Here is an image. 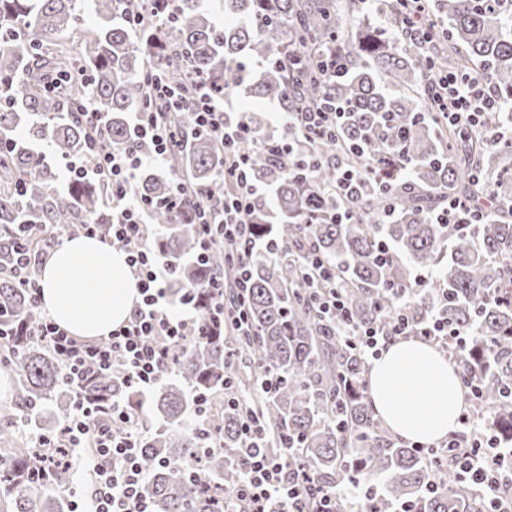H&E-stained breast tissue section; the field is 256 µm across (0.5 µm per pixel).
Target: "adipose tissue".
<instances>
[{"instance_id":"1","label":"adipose tissue","mask_w":512,"mask_h":512,"mask_svg":"<svg viewBox=\"0 0 512 512\" xmlns=\"http://www.w3.org/2000/svg\"><path fill=\"white\" fill-rule=\"evenodd\" d=\"M42 304L70 335L94 341L127 321L141 299L124 252L75 237L41 269ZM368 397L395 436L436 443L457 431L464 396L455 366L428 344L402 339L372 363Z\"/></svg>"}]
</instances>
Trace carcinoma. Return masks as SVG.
Here are the masks:
<instances>
[{
	"label": "carcinoma",
	"mask_w": 512,
	"mask_h": 512,
	"mask_svg": "<svg viewBox=\"0 0 512 512\" xmlns=\"http://www.w3.org/2000/svg\"><path fill=\"white\" fill-rule=\"evenodd\" d=\"M80 0H0V327L6 331L40 315L11 266L17 224H104L108 215L94 180L73 178L63 192L43 157L85 152L76 108L105 116L103 135L114 154L135 142L132 113L150 100L147 69L168 77L185 102L195 76L218 97L242 94L299 112L328 98L342 108L336 136L295 146L300 165L280 164L273 148L285 132L246 120L254 136L238 151L251 174L272 187L253 201L247 253L249 288L243 316L249 333L224 346V328L192 336L174 350L152 397L166 427L142 440L140 460L154 512H224L239 484L242 414L254 411L271 440L265 451L292 472L307 471L315 485L341 489L362 482L381 489L382 508L406 504L413 512H489L490 500L463 487L448 453L409 447L381 425L368 401L366 360L339 335V322L319 311L320 289L304 276L317 257L336 270L346 298V322L358 327L394 318L407 308L419 323L436 316L472 331L466 349L452 353L459 380H479L472 411L505 447H512V139L488 149L481 136L459 135L429 113L428 77L448 69L486 74L512 108V0H434L442 25L425 37L402 34V0H222L224 26L200 0H175V19L153 20L143 0H90L98 22L80 23ZM68 37L79 56L47 50L45 41ZM335 60L331 79L322 63ZM172 122L187 134L185 149L167 171L144 168L138 195L152 202L154 243L174 269L172 299L182 288L205 292L224 276V248L207 263L195 260L196 225L163 205L170 185L188 180L201 196L224 190V153L189 116ZM395 168L391 184L365 181L357 200L328 189L338 168L369 164ZM497 206L478 224L440 223L436 215L455 197L481 202L489 184ZM352 218L337 222L343 210ZM431 269L424 286L413 271ZM0 371L16 376L15 407L0 410V509L63 512L73 473L34 480L45 467L37 449L14 431L19 417L36 420L43 407L64 419L73 411L72 388L50 348L27 334L11 336ZM279 377L270 394L259 380ZM85 402L120 404L141 415L140 394L118 375L83 382ZM201 414L214 448L187 424Z\"/></svg>",
	"instance_id": "cac0c4a2"
}]
</instances>
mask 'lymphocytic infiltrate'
<instances>
[{
  "label": "lymphocytic infiltrate",
  "mask_w": 512,
  "mask_h": 512,
  "mask_svg": "<svg viewBox=\"0 0 512 512\" xmlns=\"http://www.w3.org/2000/svg\"><path fill=\"white\" fill-rule=\"evenodd\" d=\"M145 79L151 88L153 108L139 113L135 132L146 150L134 149L122 155L103 150L98 138L104 118L98 112H83L79 118L92 138V154L85 159L67 162L71 176L98 179L112 198L109 217L111 241L124 243L128 265L138 281L141 302L127 322L96 341H81L70 336L49 314H41L33 333L46 342L57 355L69 384L80 385L96 373L120 371L140 391L152 389L162 378L173 347L192 335H204L196 315L195 289H184L177 302L176 314L161 308L169 293L173 271L145 235L147 201L133 189L138 170L150 163L171 162L183 142L161 124V112H188L194 129L207 131L223 150L226 160L224 182L233 184L232 192L209 203L196 212L199 260H206L213 247H230L233 286L248 285V263L245 255L232 249L233 243L251 232V202L263 186L251 175L246 155L234 152L236 142L251 135L250 125L241 119L232 120L224 105L205 79H197L196 95L190 106H183L175 89L154 71ZM433 98L446 121L457 126L462 134L483 131L488 145L494 146L505 134L497 125L489 124L490 113L499 111L501 102L483 78L463 72L442 74L433 84ZM337 113L316 110L290 112L286 115V145L276 147V154L290 152L299 140L327 139L336 133ZM27 243L21 244L13 259V271L21 287L39 293L40 285L31 274L48 255L56 242L46 226L27 225ZM345 337L354 339L365 358L378 357L383 348L399 337L417 336L429 342H443L465 348L470 334L451 328L440 319L429 318L417 325L406 314H399L385 325L344 327ZM462 429L445 444L451 463L461 477L480 494H493L492 512H512V498L497 496L499 486L512 482V473L502 468L505 457L495 437L475 425L471 412L460 417ZM250 442L243 448V475L236 489L224 502L225 512H304L303 490L310 475H291L282 464L261 448V426L243 423ZM139 425L122 407L103 412L76 401L74 412L65 421L59 445L49 462L56 467L82 463L89 481L81 486L70 512H152L146 491V473L139 460Z\"/></svg>",
  "instance_id": "lymphocytic-infiltrate-1"
}]
</instances>
